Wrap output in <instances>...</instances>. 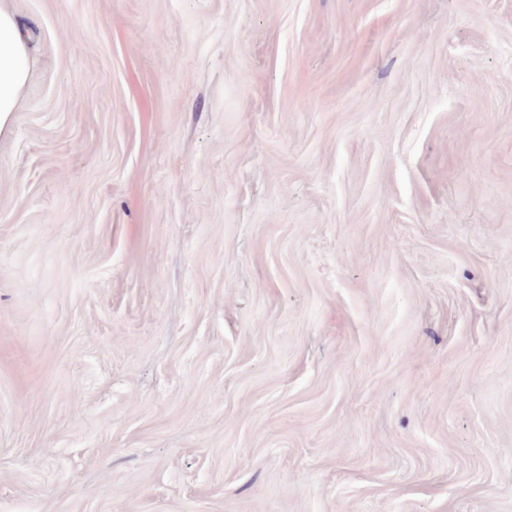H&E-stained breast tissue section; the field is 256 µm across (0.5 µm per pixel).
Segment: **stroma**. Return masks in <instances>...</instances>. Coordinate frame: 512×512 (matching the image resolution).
<instances>
[{
    "label": "stroma",
    "instance_id": "stroma-1",
    "mask_svg": "<svg viewBox=\"0 0 512 512\" xmlns=\"http://www.w3.org/2000/svg\"><path fill=\"white\" fill-rule=\"evenodd\" d=\"M0 512H512V0H11ZM9 1H0V132L11 123L31 69L25 33Z\"/></svg>",
    "mask_w": 512,
    "mask_h": 512
}]
</instances>
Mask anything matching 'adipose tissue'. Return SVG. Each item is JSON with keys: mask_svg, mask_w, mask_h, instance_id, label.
<instances>
[{"mask_svg": "<svg viewBox=\"0 0 512 512\" xmlns=\"http://www.w3.org/2000/svg\"><path fill=\"white\" fill-rule=\"evenodd\" d=\"M31 69L25 33L9 0H0V132L9 127Z\"/></svg>", "mask_w": 512, "mask_h": 512, "instance_id": "obj_1", "label": "adipose tissue"}]
</instances>
